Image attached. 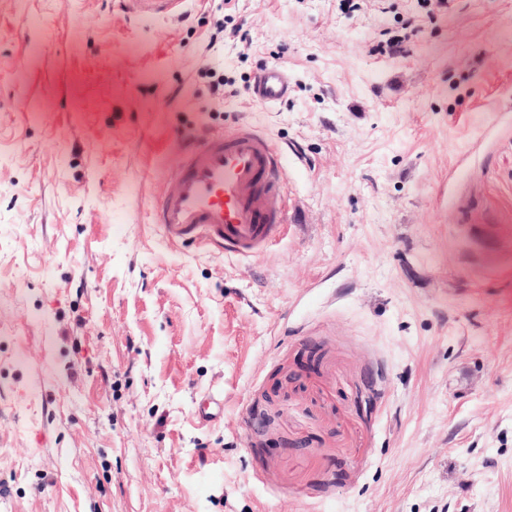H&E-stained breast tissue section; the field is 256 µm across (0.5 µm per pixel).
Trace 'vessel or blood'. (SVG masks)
Segmentation results:
<instances>
[{
  "instance_id": "b4317fda",
  "label": "vessel or blood",
  "mask_w": 512,
  "mask_h": 512,
  "mask_svg": "<svg viewBox=\"0 0 512 512\" xmlns=\"http://www.w3.org/2000/svg\"><path fill=\"white\" fill-rule=\"evenodd\" d=\"M121 9L143 17L173 12L184 0H117ZM285 71L265 66L252 99L261 105L288 97ZM282 154L252 127L204 135L188 144L178 179L154 210L165 238L176 246L207 245L226 254L251 258L280 233L284 218L280 174Z\"/></svg>"
}]
</instances>
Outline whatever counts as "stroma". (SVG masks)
<instances>
[{
	"instance_id": "35a3bbf8",
	"label": "stroma",
	"mask_w": 512,
	"mask_h": 512,
	"mask_svg": "<svg viewBox=\"0 0 512 512\" xmlns=\"http://www.w3.org/2000/svg\"><path fill=\"white\" fill-rule=\"evenodd\" d=\"M242 124L281 233L172 246ZM0 512H512V0H0ZM119 7L142 17H154L173 12L184 0H116ZM288 76L278 65H266L255 80L252 99L261 105L277 104L288 98Z\"/></svg>"
}]
</instances>
